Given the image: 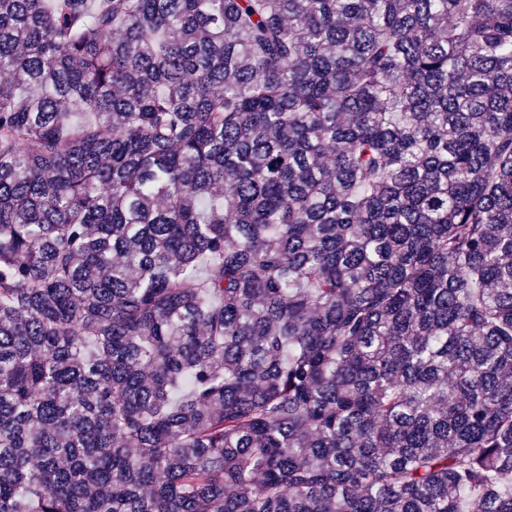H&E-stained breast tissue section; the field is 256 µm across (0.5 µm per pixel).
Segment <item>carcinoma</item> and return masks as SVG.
<instances>
[{
    "instance_id": "obj_1",
    "label": "carcinoma",
    "mask_w": 512,
    "mask_h": 512,
    "mask_svg": "<svg viewBox=\"0 0 512 512\" xmlns=\"http://www.w3.org/2000/svg\"><path fill=\"white\" fill-rule=\"evenodd\" d=\"M0 512H512V0H0Z\"/></svg>"
}]
</instances>
